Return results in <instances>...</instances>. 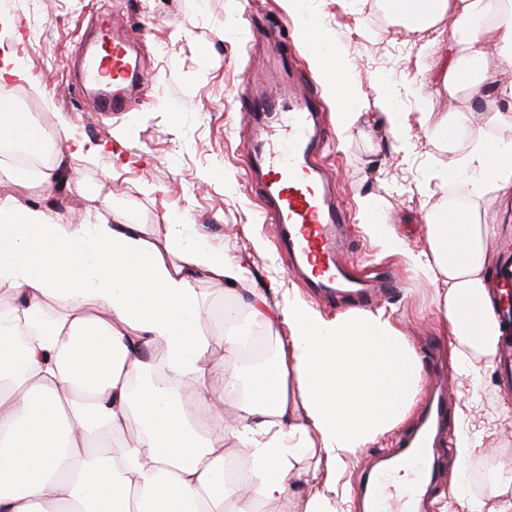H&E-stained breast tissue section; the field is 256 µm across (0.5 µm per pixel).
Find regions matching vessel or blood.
Instances as JSON below:
<instances>
[{
    "instance_id": "1",
    "label": "vessel or blood",
    "mask_w": 512,
    "mask_h": 512,
    "mask_svg": "<svg viewBox=\"0 0 512 512\" xmlns=\"http://www.w3.org/2000/svg\"><path fill=\"white\" fill-rule=\"evenodd\" d=\"M133 51L131 37L116 33L110 48L85 55V84L111 89L100 99L101 111H124L139 84ZM245 97L247 111L239 133L245 176L264 202L263 221L275 226L292 273L330 299L342 295L368 299L387 293L394 286L391 279H362L355 268L339 261L346 218L319 161L325 132L310 85L293 84L277 96L250 88ZM447 414V395L435 394L398 453L379 458L360 484L364 512H423L436 473L427 446L432 430L443 428Z\"/></svg>"
}]
</instances>
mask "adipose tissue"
Segmentation results:
<instances>
[{
  "instance_id": "ef3b65f1",
  "label": "adipose tissue",
  "mask_w": 512,
  "mask_h": 512,
  "mask_svg": "<svg viewBox=\"0 0 512 512\" xmlns=\"http://www.w3.org/2000/svg\"><path fill=\"white\" fill-rule=\"evenodd\" d=\"M411 32H433L448 55L427 63L449 99L466 94L500 100L512 119V0H385ZM492 21L495 55L484 51L478 22ZM337 115L356 122L357 86L344 61L315 53ZM472 135L467 159L474 198L512 192V149L488 152L481 127L456 111L431 127L449 144ZM52 162L26 168L0 156V177L17 186L0 195V512H256L282 498L294 512H334L331 485L291 484L293 476L342 463L356 449L401 424L420 392L421 362L384 311L324 320L301 302L281 306L278 288L239 296L250 270L225 261L197 225L158 227L123 218L75 224L55 211L72 187L69 158L80 142L58 147L42 134ZM36 192L39 203L23 195ZM427 245L412 261L442 281L438 311L455 366L492 364L503 329L489 286L494 225L479 211L452 224L447 210L426 216ZM237 295L224 320L247 317L274 339L275 351L249 384L212 355L199 327L206 305L199 282ZM24 339L15 364L12 336ZM240 405L238 421L199 426L182 404H203L215 379ZM132 439L124 431L134 417ZM236 448L252 462L253 495L224 480Z\"/></svg>"
}]
</instances>
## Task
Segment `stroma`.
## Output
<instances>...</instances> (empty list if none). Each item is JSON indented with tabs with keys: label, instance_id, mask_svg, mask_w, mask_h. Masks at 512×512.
Masks as SVG:
<instances>
[{
	"label": "stroma",
	"instance_id": "35a3bbf8",
	"mask_svg": "<svg viewBox=\"0 0 512 512\" xmlns=\"http://www.w3.org/2000/svg\"><path fill=\"white\" fill-rule=\"evenodd\" d=\"M370 2L302 0L288 7L283 0H0V57L15 53L16 36L29 43L18 55L19 77L0 84V98L20 103L19 124L35 122L61 145L82 142V155L69 166L84 189L68 194L61 208L67 218L94 220L108 204L138 224L189 218L211 245L223 248L225 260L247 265L257 284H276L280 303L298 300L330 319L354 303L329 305L291 274L289 257L272 227L261 222L262 202L245 179L239 131L243 88L258 83L274 89L282 81L275 40L291 46L309 27L317 43L343 57L367 114L346 129L336 123V106L312 56L300 53L293 71L295 80L311 83L326 110L330 146L323 164L350 224L340 258L370 259L393 272L398 286L380 307L415 346L421 400L433 392L435 375H444L451 439L480 436V452L457 469L454 450L438 446L428 512H440L449 482L478 498L490 484L481 469L512 455V386L497 367H477L465 378L452 366L437 310L443 285L417 274L409 261L426 244V213L443 205L451 190L469 186L468 175L450 178L446 172L450 160L469 153L470 140L450 150L429 127L452 107L482 126L487 149L507 138L492 119L498 102L452 101L444 88L421 85L428 60L423 41L400 22H381ZM107 17L136 34L141 85L124 112L99 111L76 74L86 42ZM383 95L398 103L397 129L380 114ZM367 198L399 238L398 252H383L365 232L360 207ZM417 422L410 417L337 468L320 463L319 477H334L339 512H360L363 475Z\"/></svg>",
	"mask_w": 512,
	"mask_h": 512
}]
</instances>
